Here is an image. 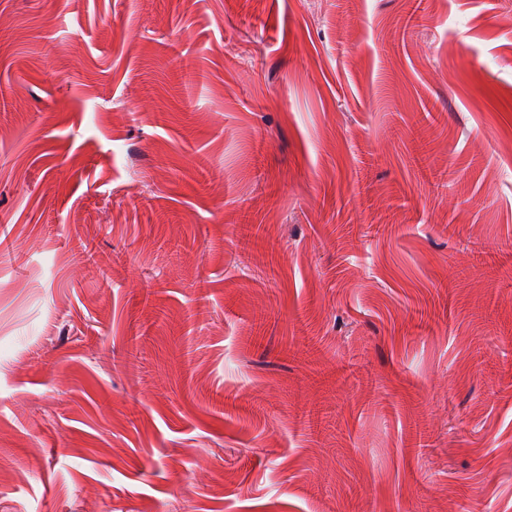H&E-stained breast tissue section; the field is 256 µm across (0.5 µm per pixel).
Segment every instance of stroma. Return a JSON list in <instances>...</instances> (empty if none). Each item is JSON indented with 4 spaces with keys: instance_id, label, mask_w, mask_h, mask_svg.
Listing matches in <instances>:
<instances>
[{
    "instance_id": "35a3bbf8",
    "label": "stroma",
    "mask_w": 512,
    "mask_h": 512,
    "mask_svg": "<svg viewBox=\"0 0 512 512\" xmlns=\"http://www.w3.org/2000/svg\"><path fill=\"white\" fill-rule=\"evenodd\" d=\"M0 512H512V0H0Z\"/></svg>"
}]
</instances>
